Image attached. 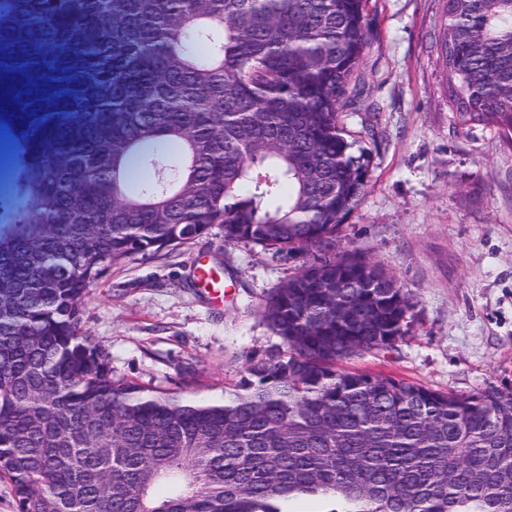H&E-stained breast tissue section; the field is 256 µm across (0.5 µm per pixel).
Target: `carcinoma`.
I'll use <instances>...</instances> for the list:
<instances>
[{
  "instance_id": "carcinoma-1",
  "label": "carcinoma",
  "mask_w": 512,
  "mask_h": 512,
  "mask_svg": "<svg viewBox=\"0 0 512 512\" xmlns=\"http://www.w3.org/2000/svg\"><path fill=\"white\" fill-rule=\"evenodd\" d=\"M367 0H0V474L18 512H512V389L341 371L411 303L336 238L361 204ZM464 128L512 135V0H446ZM134 168L149 181L130 188ZM224 240L313 262L268 296L285 349L212 401L115 378L93 265Z\"/></svg>"
}]
</instances>
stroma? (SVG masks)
Masks as SVG:
<instances>
[{
  "label": "stroma",
  "mask_w": 512,
  "mask_h": 512,
  "mask_svg": "<svg viewBox=\"0 0 512 512\" xmlns=\"http://www.w3.org/2000/svg\"><path fill=\"white\" fill-rule=\"evenodd\" d=\"M444 0H369L373 29L361 66L371 161L362 204L339 248L389 269L411 318L392 351L342 361L468 396L512 388V147L492 127L460 128L437 44ZM311 255L224 241V229L109 266L87 290L82 327L115 376L193 400L221 398L247 360L280 339L268 294ZM224 279L215 302L200 265Z\"/></svg>",
  "instance_id": "obj_1"
}]
</instances>
